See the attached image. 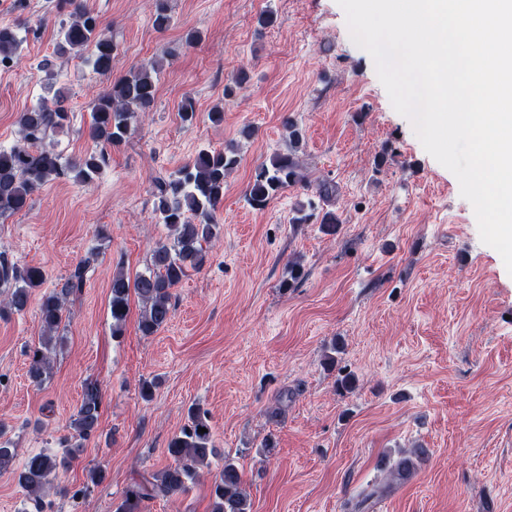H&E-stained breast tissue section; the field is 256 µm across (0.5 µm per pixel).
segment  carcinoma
Wrapping results in <instances>:
<instances>
[{
	"label": "carcinoma",
	"instance_id": "1",
	"mask_svg": "<svg viewBox=\"0 0 512 512\" xmlns=\"http://www.w3.org/2000/svg\"><path fill=\"white\" fill-rule=\"evenodd\" d=\"M57 11L66 15L58 28L56 52L83 56L84 62L100 76L112 73L117 45L112 36L99 29L97 15L83 0H57ZM171 16L165 0H157L153 18L155 29L169 27ZM26 36L15 24H0V64L7 65L22 53ZM159 67L155 60L141 65L129 75L113 82L95 100L89 135L95 141L116 146L131 134L130 120L137 112L149 111L155 103ZM65 97L57 95L54 106L36 102L19 116L20 139L9 148H0V217L19 213L30 206L33 193L46 183L70 178L89 183L106 162L105 152L90 153L62 160L55 149L42 146L49 132H62L68 127L69 115ZM291 146L286 152H275L255 169L246 191V201L254 209L265 208L282 191L304 181L296 156L299 133L289 131ZM239 162L235 149H202L189 162L166 177L154 180L153 211L157 223L165 225L172 241L159 242L151 251L150 265L135 279L124 273L113 274L110 314L112 335H122L130 312V294L142 303L138 328L142 335L152 336L164 328L172 314V290L191 270L204 266V245L217 238L216 215L224 200L227 174ZM94 261L90 254L76 267L72 279L60 290L42 297L39 316L43 336L41 347L33 350L29 362L30 379L41 384L50 377L47 351L52 348V335L58 331L65 310L66 297L82 287L84 270ZM43 274L37 267L20 268L0 258V288L7 290L6 306L25 310L30 290L42 284ZM101 391L97 383L84 384L83 397L70 427L77 443L66 449L64 456L42 452L29 455L17 472L18 484L31 496L35 512H42L41 495L49 488L57 472L67 468L78 457L83 442L94 436L100 425ZM206 432L200 433L198 429ZM173 463L149 476H142L125 492L115 512H143V504L157 497L186 493L206 471H211L216 449L212 446V428L207 413L192 407L188 424L174 435L167 447ZM428 450L416 448L402 454L387 470L383 486L366 494L370 498L405 481L410 467L425 461ZM212 512H251V502L243 488L242 473L231 459L217 468L212 485Z\"/></svg>",
	"mask_w": 512,
	"mask_h": 512
}]
</instances>
